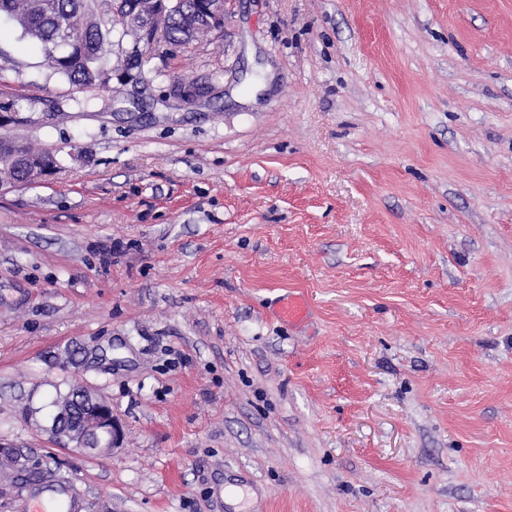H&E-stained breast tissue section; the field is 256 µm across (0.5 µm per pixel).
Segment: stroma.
<instances>
[{"label":"stroma","instance_id":"stroma-1","mask_svg":"<svg viewBox=\"0 0 512 512\" xmlns=\"http://www.w3.org/2000/svg\"><path fill=\"white\" fill-rule=\"evenodd\" d=\"M142 69L78 107L0 20V135L59 161L0 173V441L79 512H512V0H236ZM61 381L120 447L24 421ZM212 5L204 16V20L211 27V35L221 33L226 23L230 2L233 0H210ZM215 85L212 82L199 83L196 80H185L172 88L173 96L184 106H195L214 94ZM94 396V406L89 407L85 401L83 419L77 429L69 428L74 415L71 406L49 407L46 400L39 406L30 403L24 411V419L30 421L40 416L43 433L63 447L79 448L91 456L107 454L119 446L121 426L112 414V406L101 397ZM26 452L29 455L21 452L0 454V468L11 471L15 484L21 488H25L24 485L41 488L57 486L55 492L70 489L67 477L60 474L58 470L52 469L49 461L34 460V455H31L28 450Z\"/></svg>","mask_w":512,"mask_h":512}]
</instances>
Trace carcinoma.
I'll use <instances>...</instances> for the list:
<instances>
[{"mask_svg":"<svg viewBox=\"0 0 512 512\" xmlns=\"http://www.w3.org/2000/svg\"><path fill=\"white\" fill-rule=\"evenodd\" d=\"M96 0H0V15L10 17L22 29L23 35L35 41L46 61L80 89L104 86L111 75L102 65L106 45L112 43V17H99ZM148 18L152 30L162 29V37L174 44L187 46L204 39L209 31L199 20V7L192 0H182L176 7L161 10L156 4L145 6L144 13L122 15V34L127 35ZM11 175L23 179L43 177L45 161H54L48 153L17 149ZM0 468L13 474L19 486L70 488L67 477L51 468L47 460L21 452L0 454Z\"/></svg>","mask_w":512,"mask_h":512,"instance_id":"carcinoma-1","label":"carcinoma"}]
</instances>
